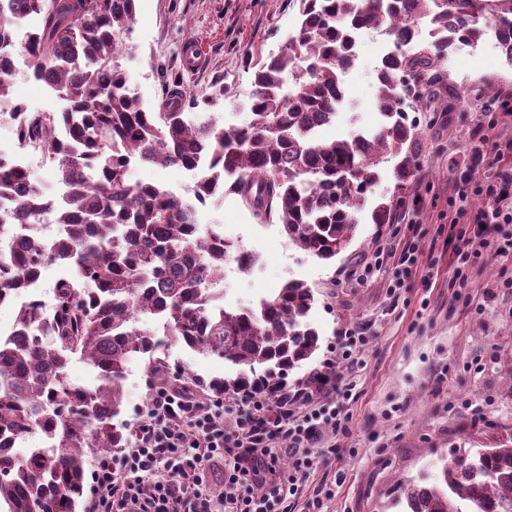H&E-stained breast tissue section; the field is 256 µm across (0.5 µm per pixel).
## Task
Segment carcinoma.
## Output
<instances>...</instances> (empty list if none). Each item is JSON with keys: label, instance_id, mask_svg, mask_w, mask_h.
<instances>
[{"label": "carcinoma", "instance_id": "cac0c4a2", "mask_svg": "<svg viewBox=\"0 0 512 512\" xmlns=\"http://www.w3.org/2000/svg\"><path fill=\"white\" fill-rule=\"evenodd\" d=\"M10 0L0 11V61L26 46L31 75L67 102L62 112L8 113L22 142L56 163L66 190L52 199L27 170L0 154V301L23 293L58 264L68 274L51 301L19 306L14 333L0 337V504L7 512H77L92 454L127 446L121 413L128 365L161 345L148 321L173 343L224 359L235 376L219 392L273 390L320 348L309 321L316 302L290 280L258 307L224 304L218 283L231 261L248 272L257 256L211 226L203 241L195 205L239 196L261 225L331 260L350 244L360 216L392 221V204L369 194L379 166L396 159L403 191L419 171L421 132L407 112L427 99L449 45L478 42L492 23L512 38V0H293L297 23L282 46L256 60L249 119L224 127L211 112L185 119L182 93L168 89L152 112L125 90L120 65L136 0ZM80 26H73V21ZM431 41L422 42V27ZM376 29L391 49L376 69L380 122L342 140L319 131L334 122L354 65L358 35ZM293 78L284 88L283 74ZM194 170V201L149 181L130 183L131 163ZM42 220L49 242L20 236ZM77 355L94 384L68 375ZM33 433L42 446L15 451ZM407 512H512V434L492 448H456L431 483L407 481Z\"/></svg>", "mask_w": 512, "mask_h": 512}]
</instances>
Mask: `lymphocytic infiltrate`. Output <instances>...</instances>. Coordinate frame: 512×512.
<instances>
[{
  "mask_svg": "<svg viewBox=\"0 0 512 512\" xmlns=\"http://www.w3.org/2000/svg\"><path fill=\"white\" fill-rule=\"evenodd\" d=\"M471 169L493 170L488 202L477 213L459 191L456 217L480 246L512 254V138L489 141ZM350 388L336 374L312 371L296 390L212 397L184 387L161 386L133 427L120 467L104 464L95 475L103 512H288L303 480L318 463L340 457L336 448L316 457L324 430L336 429ZM236 417L233 429L225 415ZM223 466V480L208 473ZM165 479H156L158 471Z\"/></svg>",
  "mask_w": 512,
  "mask_h": 512,
  "instance_id": "1",
  "label": "lymphocytic infiltrate"
}]
</instances>
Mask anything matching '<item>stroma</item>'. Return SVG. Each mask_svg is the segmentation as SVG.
Here are the masks:
<instances>
[{
	"mask_svg": "<svg viewBox=\"0 0 512 512\" xmlns=\"http://www.w3.org/2000/svg\"><path fill=\"white\" fill-rule=\"evenodd\" d=\"M296 18L289 0H137L131 50L122 59L126 86L155 112L164 107L170 85L198 101L220 89L216 117L227 126L242 124L254 89L246 56L278 50ZM191 40L203 49V65L195 71L181 59L182 45ZM384 50L374 34L359 38L358 58L345 76V107L323 137L345 138L377 124L375 68ZM19 68L14 99L31 112L63 108L58 95L26 79L27 59ZM442 98V111L409 115L422 131L420 171L409 188L397 191L385 172L373 189V200L392 201V222L358 224L348 248L333 260L295 247L278 226H259L236 195L198 210L199 223L223 225L226 238L259 259L248 273L232 262L225 266L226 302L256 306L291 279L314 289L309 319L320 348L288 373V383L322 367L344 329L361 327L370 338L363 366L338 367L354 384L342 410L348 431L323 439L336 441L341 457L311 471L288 512H308L318 489L331 493L324 512H401L400 481L436 474L451 449L480 448L512 431V256L482 249L459 280L453 276L455 246L448 241L455 215L449 199L458 189L470 190L468 208L478 211L484 198L474 188L492 180L486 169L473 182L461 181L470 134L490 116L512 113V65L491 37L449 50ZM128 179L192 198L194 174L182 168L134 164ZM411 246L421 262L399 288L395 282ZM156 356L163 376L142 361L129 366L119 417L126 425L136 423L158 381L208 393L213 380L230 372L222 359L180 344H164Z\"/></svg>",
	"mask_w": 512,
	"mask_h": 512,
	"instance_id": "1",
	"label": "stroma"
}]
</instances>
